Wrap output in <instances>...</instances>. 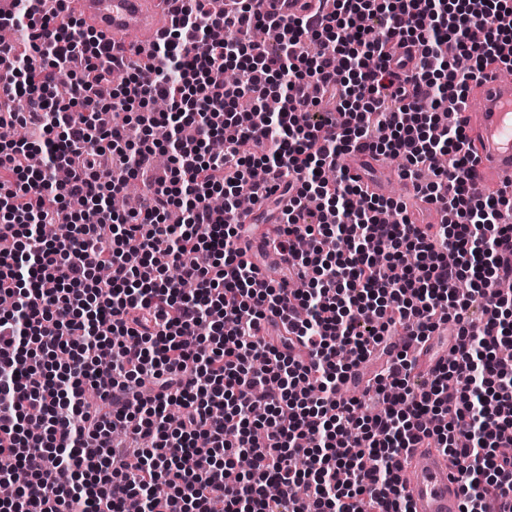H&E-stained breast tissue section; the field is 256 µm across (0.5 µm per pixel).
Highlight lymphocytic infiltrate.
<instances>
[{"label":"lymphocytic infiltrate","mask_w":512,"mask_h":512,"mask_svg":"<svg viewBox=\"0 0 512 512\" xmlns=\"http://www.w3.org/2000/svg\"><path fill=\"white\" fill-rule=\"evenodd\" d=\"M43 2L0 17L26 38L0 42V94L30 132L0 133V512H412L396 461L422 443L453 460L462 512H512V198L471 192L448 118L512 66V0H335L282 20L273 51L252 38L258 0L220 25L216 0H174L135 63ZM355 149L410 178L447 155L417 187L443 221L368 194L338 163ZM161 153L163 176L113 211ZM244 195L280 204L270 244L304 292L240 260ZM273 314L286 334L264 335ZM446 322L449 357L413 388ZM120 432L151 445L118 458Z\"/></svg>","instance_id":"lymphocytic-infiltrate-1"}]
</instances>
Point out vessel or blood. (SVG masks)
I'll return each instance as SVG.
<instances>
[{"label": "vessel or blood", "mask_w": 512, "mask_h": 512, "mask_svg": "<svg viewBox=\"0 0 512 512\" xmlns=\"http://www.w3.org/2000/svg\"><path fill=\"white\" fill-rule=\"evenodd\" d=\"M270 21L301 14L305 0H263ZM72 13L106 38L120 43L137 36L149 52L158 34L170 24L166 0H72ZM478 111L458 112L457 121L473 144V175L494 174L499 186L512 187V81L491 75L480 87ZM366 150L349 153L343 162L350 173L379 166ZM401 491L413 512H461V495L448 456L434 448L413 449L401 460Z\"/></svg>", "instance_id": "vessel-or-blood-1"}]
</instances>
